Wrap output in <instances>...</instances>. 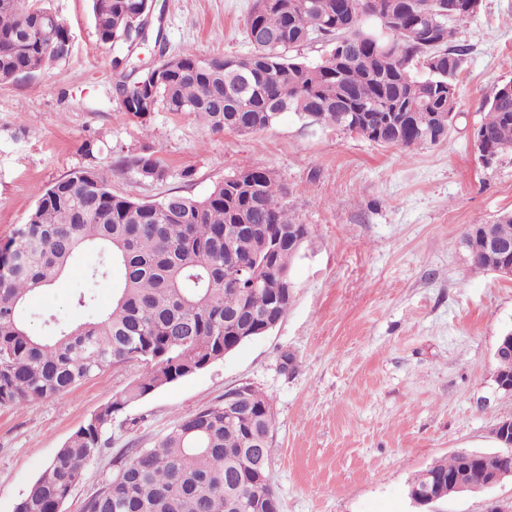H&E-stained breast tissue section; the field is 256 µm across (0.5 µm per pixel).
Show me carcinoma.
Wrapping results in <instances>:
<instances>
[{"instance_id": "carcinoma-1", "label": "carcinoma", "mask_w": 512, "mask_h": 512, "mask_svg": "<svg viewBox=\"0 0 512 512\" xmlns=\"http://www.w3.org/2000/svg\"><path fill=\"white\" fill-rule=\"evenodd\" d=\"M97 41L117 49L135 44L148 0H90ZM253 0L246 32L262 38L246 57L201 58L192 51L168 55L162 69H141L125 55L114 90L122 109L188 113L215 133L254 134L284 112L305 125L348 130L377 142L376 132L396 117L400 127L382 142L414 150L438 145L426 134L434 113L457 116L459 76L471 52L454 38L472 17L467 0ZM428 4L420 32L415 5ZM376 19L389 37L361 25ZM65 23L45 0H0V83L32 80L65 58ZM322 41L311 64L295 55ZM432 66L419 76L414 63ZM477 131L485 151L512 153V97L485 99ZM145 182H161L166 167L143 151L118 158ZM292 192L259 167H242L204 197L170 194L136 201L112 192L102 168L80 167L40 194L25 223L0 245V406H21L71 392L108 366L134 363L139 376L92 414L47 463L14 512H62V506L104 446L116 415L156 390L224 358L242 329H257L288 311L291 289L281 275L295 258L288 239L304 240L308 225L289 206ZM226 224H255L257 234L224 236ZM512 241V212L489 224H471L462 238ZM93 252L86 280L122 277L112 307L96 311L95 296L73 295L84 321L69 324L50 315L51 336L31 331L20 316L29 296L51 286L80 254ZM230 393L233 415L219 403L180 417L153 448H137L117 473L82 506V512H279L265 475L262 448L273 425L271 399L252 388ZM427 471L464 485L479 472L453 455Z\"/></svg>"}]
</instances>
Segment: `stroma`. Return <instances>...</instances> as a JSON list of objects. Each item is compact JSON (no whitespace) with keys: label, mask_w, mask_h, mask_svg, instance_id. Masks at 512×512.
<instances>
[{"label":"stroma","mask_w":512,"mask_h":512,"mask_svg":"<svg viewBox=\"0 0 512 512\" xmlns=\"http://www.w3.org/2000/svg\"><path fill=\"white\" fill-rule=\"evenodd\" d=\"M253 0H152L167 54L247 55ZM71 36L61 64L0 85V241L25 223L39 192L73 169L110 167L148 151L166 180L113 175L139 201L203 197L243 166L272 172L310 233L290 269L292 300L268 334L207 369L130 405L63 506L80 512L129 448H151L183 415L247 384L271 398L270 482L279 512H414L408 483L460 450L493 452L512 418L494 382V349L512 329V280L475 272L460 246L467 225L512 211V156L484 166L470 130L478 107L512 81V0H483L459 38L472 48L460 111L443 143L405 155L357 134L313 130L293 113L257 134L212 133L194 116L136 117L113 92L112 48L99 46L89 0H49ZM94 142V157L81 150ZM192 170L184 180L183 170ZM79 255L32 295L27 319H80L72 304L91 262ZM139 374L108 367L70 393L0 406V512L19 499L70 435ZM438 512H512V480L438 503Z\"/></svg>","instance_id":"35a3bbf8"}]
</instances>
